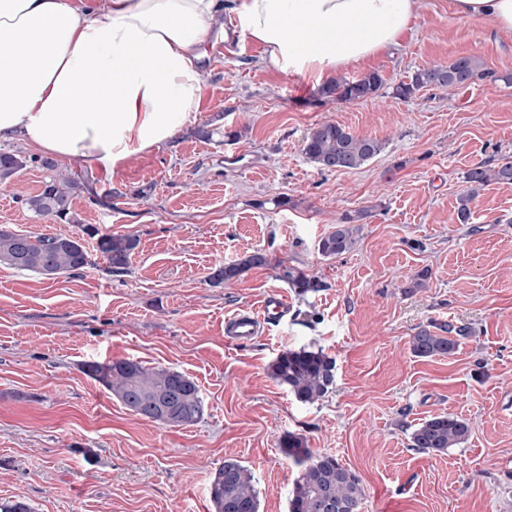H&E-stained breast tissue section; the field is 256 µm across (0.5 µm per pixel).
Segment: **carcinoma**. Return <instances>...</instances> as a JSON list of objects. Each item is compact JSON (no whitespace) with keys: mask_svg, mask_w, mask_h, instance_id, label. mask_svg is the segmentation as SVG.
<instances>
[{"mask_svg":"<svg viewBox=\"0 0 512 512\" xmlns=\"http://www.w3.org/2000/svg\"><path fill=\"white\" fill-rule=\"evenodd\" d=\"M512 84V73H496L475 56H462L447 64H434L418 69L393 86L392 94L408 100L427 89L462 88L479 81ZM386 85L378 71H369L357 78L339 77L323 87L324 98L338 101H363L378 95ZM383 143L361 136L348 127L326 121L314 127L304 140L306 158L322 170L358 169L379 155ZM27 159L19 154L0 152V180H5L26 166ZM40 164L54 175L42 190L25 199L28 209L50 220H71V204L80 188L66 173L57 171L54 161L45 158ZM467 190L458 199L456 220L469 223L470 204L477 190L490 182L512 185V162L479 165L465 176ZM364 213L345 214L334 229L318 242V251L325 257H338L350 252L357 243L359 226L356 222ZM139 245L133 235H111L100 238L101 251L114 273L124 272ZM261 253L250 254L233 263L222 265L210 276V282L221 285L240 277L254 266L265 264ZM90 264L88 252L79 236L18 234L8 224H0V265L37 273L47 279L73 275ZM284 278L302 292L314 291L320 283L311 278L284 272ZM473 335L468 326L451 323H431L418 328L410 340L417 357H449L459 348V339ZM108 377L101 376L102 365L88 363L85 370L107 387L128 410L145 419L156 421L154 404L172 394L176 396L172 412L165 424L194 426L204 416L205 406L195 382L186 374L168 368L147 367L130 359L111 362ZM268 374L285 386L302 403L313 404L332 390L335 382V362L321 349H288L268 366ZM471 434L468 421L451 414H438L420 424L410 435L411 447L425 453H445L463 444ZM281 447L299 468L289 500V512H361L364 496L361 480L355 471L342 465L330 454L313 455L304 438L287 434ZM208 493L213 512H259V494L252 471L235 459H226L209 474Z\"/></svg>","mask_w":512,"mask_h":512,"instance_id":"cac0c4a2","label":"carcinoma"}]
</instances>
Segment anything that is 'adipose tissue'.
Segmentation results:
<instances>
[{
    "label": "adipose tissue",
    "instance_id": "obj_1",
    "mask_svg": "<svg viewBox=\"0 0 512 512\" xmlns=\"http://www.w3.org/2000/svg\"><path fill=\"white\" fill-rule=\"evenodd\" d=\"M418 0H0V140L116 173L196 116L225 22L311 90L412 30ZM512 33V0H452Z\"/></svg>",
    "mask_w": 512,
    "mask_h": 512
}]
</instances>
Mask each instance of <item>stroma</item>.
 I'll return each instance as SVG.
<instances>
[{"label":"stroma","instance_id":"stroma-1","mask_svg":"<svg viewBox=\"0 0 512 512\" xmlns=\"http://www.w3.org/2000/svg\"><path fill=\"white\" fill-rule=\"evenodd\" d=\"M464 55L512 71V35L453 15L449 0H421L400 47L370 62L387 86L366 101L318 96L263 66L251 41L229 56L208 50L192 127L113 174L69 164L80 188L68 222L27 210L22 194L51 173L23 142H0L28 160L0 181V224L34 235L96 230L79 274L0 265V502L210 512L208 474L233 458L254 474L259 512H288L298 469L280 443L293 433L356 472L362 512H512V185L484 187L469 225L454 221L467 171L512 156V87L423 90L407 101L391 90ZM325 121L384 149L356 170L319 169L303 144ZM228 130L240 138L225 140ZM359 211L355 248L322 256L319 240ZM127 233L139 248L126 272H110L99 238ZM255 251L265 265L210 283L212 269ZM287 267L321 289L298 292ZM275 292L288 298L284 317L249 342L225 337L226 316ZM432 322L473 334L452 357L413 356L411 336ZM300 347L336 364L332 390L313 404L267 371ZM116 359L188 375L202 421L170 427L126 410L83 370ZM443 412L470 422L468 441L444 454L410 448L416 425Z\"/></svg>","mask_w":512,"mask_h":512}]
</instances>
